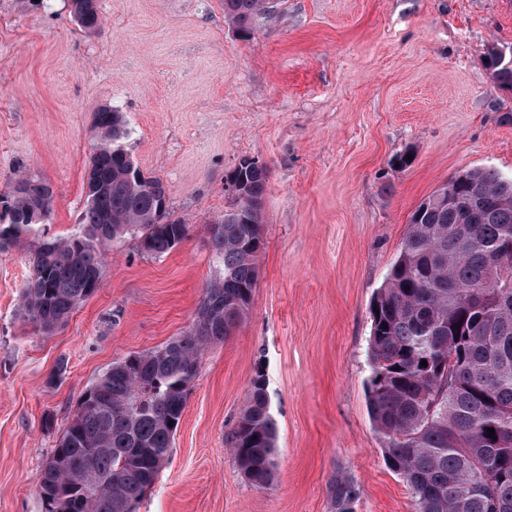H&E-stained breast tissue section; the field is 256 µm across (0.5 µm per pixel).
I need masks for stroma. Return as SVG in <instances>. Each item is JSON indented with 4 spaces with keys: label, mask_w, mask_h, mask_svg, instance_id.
Instances as JSON below:
<instances>
[{
    "label": "stroma",
    "mask_w": 512,
    "mask_h": 512,
    "mask_svg": "<svg viewBox=\"0 0 512 512\" xmlns=\"http://www.w3.org/2000/svg\"><path fill=\"white\" fill-rule=\"evenodd\" d=\"M98 3L88 34L68 0H0V193L44 180L51 234L72 233L93 115L114 105L191 231L161 257L113 244L99 288L50 333L18 308L39 239L0 251V512H44L39 474L81 394L191 328L220 273L207 227L245 158L268 169L260 277L243 325L204 353L137 512H329L337 471L362 488L357 512H413L367 409L370 303L424 198L466 170L512 176V90L484 62L512 46V0H273L247 40L224 0ZM259 371L278 428L264 489L226 444Z\"/></svg>",
    "instance_id": "obj_1"
}]
</instances>
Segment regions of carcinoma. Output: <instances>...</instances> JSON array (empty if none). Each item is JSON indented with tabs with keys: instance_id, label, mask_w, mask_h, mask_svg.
Returning a JSON list of instances; mask_svg holds the SVG:
<instances>
[{
	"instance_id": "carcinoma-1",
	"label": "carcinoma",
	"mask_w": 512,
	"mask_h": 512,
	"mask_svg": "<svg viewBox=\"0 0 512 512\" xmlns=\"http://www.w3.org/2000/svg\"><path fill=\"white\" fill-rule=\"evenodd\" d=\"M265 8L266 0H224L225 15L245 38ZM72 14L87 32L103 27L98 0H73ZM487 66L497 86L512 89V67L492 51ZM93 129L100 142L72 234L51 236L50 225L36 220L53 202L43 180L20 175L0 194V250L33 233L45 237L19 297L27 320L44 332L99 288L109 242L134 234L147 243L144 252L162 256L190 232L182 219L159 223L168 200L161 180L130 173L123 112L100 108ZM227 179L243 182V195L230 199L220 227L209 233L222 275L204 299L217 304L184 335L112 363L83 392L40 472L45 512H136L167 463L200 359L242 323L260 275L267 169L240 166ZM509 243L512 176L492 168L458 174L413 211L373 300L368 411L414 512H512V264L502 255ZM277 438L258 370L227 439L254 487L276 480ZM328 493L330 512H356L361 487L351 477L336 473Z\"/></svg>"
}]
</instances>
